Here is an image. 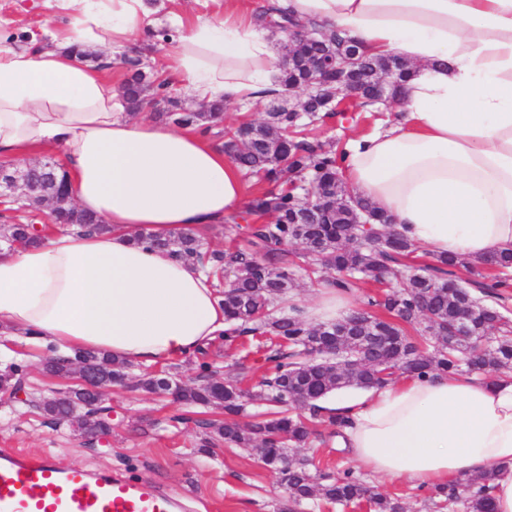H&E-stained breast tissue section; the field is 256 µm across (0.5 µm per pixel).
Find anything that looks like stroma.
I'll return each mask as SVG.
<instances>
[{
  "mask_svg": "<svg viewBox=\"0 0 512 512\" xmlns=\"http://www.w3.org/2000/svg\"><path fill=\"white\" fill-rule=\"evenodd\" d=\"M152 13L146 30L135 37L125 54L141 59L152 77L172 80L174 73L153 31L170 26V0H147ZM0 26L12 33H32L49 27L69 32L70 18L59 13L54 0H0ZM382 115L356 109L352 118L306 127L307 136L318 139L326 147L347 145L356 136L375 132ZM14 354L13 364L24 371L29 391L52 395L67 391L71 382L45 373V349L6 338ZM217 376L233 378L238 365H246L250 375L260 377L263 362L256 344L226 345L217 342L208 351ZM129 387L110 386L104 395L105 406L112 409L109 435L88 443L66 424L53 423L44 412L30 404L0 399V450L8 449L40 456L53 455L63 465H82L92 470L107 469L121 476H141L157 483L170 495L181 500L185 512H371L369 507L342 506L319 502L289 510L288 494L280 486L277 474L267 470L255 449L224 443L217 444L213 457L198 451L204 432L203 421H223L220 410L188 408L168 398L133 389L144 368L126 370ZM293 459H311L315 469L331 473L351 467L350 453L338 452L336 438L329 426H321L308 445L292 449ZM368 486L400 498L406 512H465L463 506L446 508L431 500L429 490L415 486L403 478H379L361 473Z\"/></svg>",
  "mask_w": 512,
  "mask_h": 512,
  "instance_id": "35a3bbf8",
  "label": "stroma"
}]
</instances>
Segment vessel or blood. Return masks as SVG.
<instances>
[{"mask_svg": "<svg viewBox=\"0 0 512 512\" xmlns=\"http://www.w3.org/2000/svg\"><path fill=\"white\" fill-rule=\"evenodd\" d=\"M0 512H179L156 482L0 452Z\"/></svg>", "mask_w": 512, "mask_h": 512, "instance_id": "1", "label": "vessel or blood"}]
</instances>
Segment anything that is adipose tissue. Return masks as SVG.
<instances>
[{"instance_id": "1", "label": "adipose tissue", "mask_w": 512, "mask_h": 512, "mask_svg": "<svg viewBox=\"0 0 512 512\" xmlns=\"http://www.w3.org/2000/svg\"><path fill=\"white\" fill-rule=\"evenodd\" d=\"M268 2L412 66L381 128L346 147L352 188L432 257L512 250V0ZM57 3L74 36L0 48V158L23 169L33 150H61L72 198L112 231L60 227L0 252V335L140 367L192 357L223 336L224 306L197 262L144 236L238 214L241 173L196 129L131 118L110 69L82 60L127 45L145 0ZM273 41L232 8L165 54L192 99L251 105L279 87ZM334 410L357 466L425 487L492 471L497 512H512V377L404 378Z\"/></svg>"}]
</instances>
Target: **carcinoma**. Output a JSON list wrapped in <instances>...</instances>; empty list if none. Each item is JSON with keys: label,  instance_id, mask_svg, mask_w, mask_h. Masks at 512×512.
I'll return each instance as SVG.
<instances>
[{"label": "carcinoma", "instance_id": "1", "mask_svg": "<svg viewBox=\"0 0 512 512\" xmlns=\"http://www.w3.org/2000/svg\"><path fill=\"white\" fill-rule=\"evenodd\" d=\"M350 50L361 54L355 78L367 91L383 76L397 86L407 76L402 58L373 55L361 50L358 41L330 33L315 45L294 50L292 64L283 68L284 87L307 82L310 53L331 60ZM123 64L128 69L122 85L124 102L129 110L137 111L144 97L157 87L142 70L141 60L128 58ZM167 105L168 111L159 113L160 117L178 127L199 124L210 137L222 135L227 143L240 145L233 160L243 174H260L276 185L253 196L245 215L233 216L224 225L227 237L246 239L245 249H206L203 234L192 230L173 232L157 239V244L195 259L216 279L229 322L224 341L233 343L268 333L276 338L264 346L270 373L255 386L252 398L278 410L244 426L238 423L234 416L243 410L241 398L231 390L218 389L217 378L205 361L199 364L198 384L178 387L177 402L224 410V424L205 421L203 426L214 429L228 444L255 449L260 461L288 482L289 497L296 505L313 499L343 506L365 501L374 512H404L399 499L371 491L349 468L318 478L311 473L309 461L301 459L283 470L288 449L303 447L325 422L339 429L347 426L343 418L321 417L320 402L335 391L379 389L432 372L496 374L511 370L512 319L507 300L512 287V252L494 254L474 265L477 278L464 283L458 277L462 262L457 258L416 266L412 263L416 248L399 234L376 248L363 249L356 244L359 228L351 223L348 186L338 179L345 151L295 136L303 132L300 113L281 107L267 114L263 136L255 138L253 122L220 130L224 114L220 102L210 104L206 112L188 110L174 98L168 99ZM31 180L53 197L57 222L101 233L112 231L96 217L72 209L66 173L54 160H47L32 173ZM308 180L316 184L320 209L298 222L296 215L304 210L302 185ZM267 214L272 220L257 222ZM30 229L29 224H5L0 226V239L10 245L30 246L38 241ZM298 241L306 245L311 273H334L330 285L336 292L350 294L366 279L382 288V293L367 297L361 307L370 313V319L353 320L344 337L353 342L356 369L352 373L337 372L322 359L329 343L344 339L336 335L333 324L311 326L296 309L276 318L269 314L295 287L288 246ZM466 309L472 311L468 330L462 336L449 334L448 327ZM426 333L435 340L431 352L423 345ZM80 360L92 361L115 381L126 375L123 361L91 354L56 356L46 363L45 371L58 377L67 364ZM39 406L51 420L67 422L83 436L106 435L111 426V410L99 404L84 409L80 417L71 416L54 396L39 397ZM493 478L492 474L481 479L459 478L431 495L444 499L450 508L461 500L466 512H495L490 495Z\"/></svg>", "mask_w": 512, "mask_h": 512}]
</instances>
